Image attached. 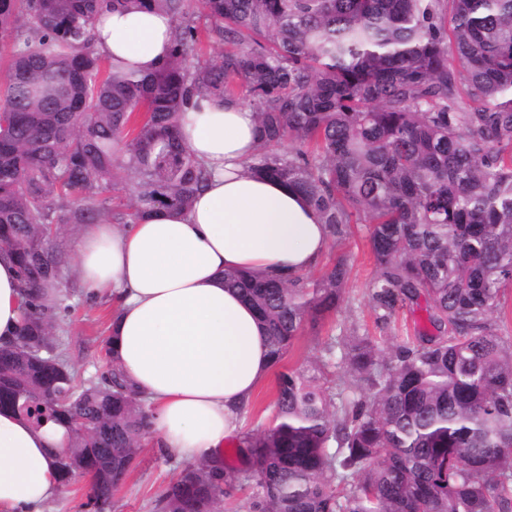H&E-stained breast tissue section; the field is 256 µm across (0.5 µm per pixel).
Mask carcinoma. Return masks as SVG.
Wrapping results in <instances>:
<instances>
[{
	"label": "carcinoma",
	"instance_id": "1",
	"mask_svg": "<svg viewBox=\"0 0 512 512\" xmlns=\"http://www.w3.org/2000/svg\"><path fill=\"white\" fill-rule=\"evenodd\" d=\"M105 8L175 23L169 57L140 78L93 46ZM202 15L224 50L192 64ZM0 249L18 266L26 320L0 345V408L68 430L106 512L150 427L119 368L79 383L58 342L64 278L53 224H131L189 210L209 172L182 145L194 97L256 114L251 172L299 192L333 242L366 227L380 321L419 298L427 330L386 349L327 340L276 379L273 422L247 433V512H512V339L493 316L512 285V0H0ZM128 192L112 205L106 191ZM350 263L292 281L234 270L279 365L306 323L343 300ZM343 369L339 375L336 368ZM76 414L87 429H70ZM235 476L186 469L152 512H222Z\"/></svg>",
	"mask_w": 512,
	"mask_h": 512
}]
</instances>
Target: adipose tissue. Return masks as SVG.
I'll list each match as a JSON object with an SVG mask.
<instances>
[{"label":"adipose tissue","instance_id":"adipose-tissue-1","mask_svg":"<svg viewBox=\"0 0 512 512\" xmlns=\"http://www.w3.org/2000/svg\"><path fill=\"white\" fill-rule=\"evenodd\" d=\"M92 34L113 66L146 75L166 59L175 24L163 13L106 10ZM180 136L210 173L191 209L82 225L76 274L89 294L112 304L108 346L146 399L153 444L217 467L272 367L257 313L225 287L224 274L306 273L330 238L298 192L247 172L259 145L250 106L194 99ZM21 318L15 261L0 251V343L16 338ZM67 445L64 429L0 410V512H41L61 491L51 451Z\"/></svg>","mask_w":512,"mask_h":512}]
</instances>
